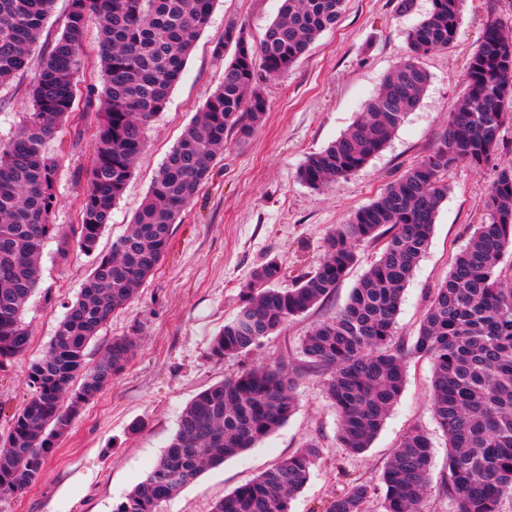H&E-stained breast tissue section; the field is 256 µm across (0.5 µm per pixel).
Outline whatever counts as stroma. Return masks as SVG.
<instances>
[{
    "label": "stroma",
    "instance_id": "1",
    "mask_svg": "<svg viewBox=\"0 0 512 512\" xmlns=\"http://www.w3.org/2000/svg\"><path fill=\"white\" fill-rule=\"evenodd\" d=\"M401 0H346L336 25L326 30L288 71L262 81L267 102L262 124L248 138L227 137L208 180L173 226L170 248L137 298L115 312L90 342L86 362L95 365L113 337L137 334L134 355L121 374L83 408L61 437L35 485L0 501V512H112L145 479L177 430L183 409L200 392L248 366L287 358L298 374L296 412L275 433L244 454L204 470L160 512H212L216 502L307 443L319 456L290 512H322L348 481L374 490L365 512H382L384 464L412 428L424 429L433 445L430 488L423 512H453L442 492L448 472L446 439L429 402L432 364L411 360L403 393L365 452L352 455L337 441L338 418L325 396V376L304 372L300 342L315 324L342 308L351 289L375 259L373 245L357 248L359 259L336 291L305 314L288 321L275 336L245 356L213 358L210 347L236 312L239 293L253 270L273 259L281 268L280 287L324 257L325 241L337 225L376 199L407 169L433 153L448 117L466 91L464 76L490 20L512 22V0H464L453 45L421 59L430 82L389 145L359 172L332 187L315 190L298 178L305 158L335 140L363 112L385 75L408 54V31L429 11L430 0H414L402 12ZM281 0H216L210 24L198 37L168 103L147 132L146 147L112 209L97 250L105 254L125 235L133 215L168 153L187 125L217 89L224 66V27L233 23L259 40L277 17ZM67 0H54L52 15L28 63L9 84L0 85V144L20 130L30 107V91L41 60L60 34ZM97 114L78 106L50 142L60 159L53 222L71 236L81 222L79 203L88 187ZM512 166V125L500 133V149L487 167L449 168V193L441 206L431 245L407 284L397 317L396 338L406 340L419 326L438 284L465 245L472 225L482 220L481 203L498 171ZM49 240L40 282L29 298L24 321L30 346L0 372V435L28 396L30 365L42 358L68 304L74 302L94 259L71 249L67 259Z\"/></svg>",
    "mask_w": 512,
    "mask_h": 512
}]
</instances>
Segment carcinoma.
Instances as JSON below:
<instances>
[{
    "label": "carcinoma",
    "instance_id": "1",
    "mask_svg": "<svg viewBox=\"0 0 512 512\" xmlns=\"http://www.w3.org/2000/svg\"><path fill=\"white\" fill-rule=\"evenodd\" d=\"M463 0H431L408 32V57L384 78L364 112L324 149L308 155L298 176L313 189L330 187L363 169L415 109L430 77L419 59L454 43ZM53 0H0V83L26 64ZM214 0H69L65 28L45 55L32 88V112L0 146V366L28 347L23 321L37 287L52 222L59 159L47 150L75 110L76 76L88 23L99 21L101 91L88 90L98 131L81 202L77 246L92 255L112 207L145 147V127L162 112L181 78ZM345 0H282L259 43L234 24L224 47L234 48L224 80L167 155L112 251L95 258L75 302L67 307L47 354L28 370L25 405L0 436V501L35 483L56 441L83 406L129 363L136 338L112 339L94 368L86 350L113 312L128 305L165 257L172 226L192 203L224 152L226 135L249 136L263 120L264 77L292 67L324 31L336 25ZM466 92L432 155L390 183L371 204L327 238L320 263L290 288H278L274 259L258 266L240 290L234 317L211 345L217 358L246 355L289 319L331 296L358 260L357 247L378 246V259L336 316L301 340L306 369L327 376V398L340 418L341 447H371L401 395L409 360L432 363L431 410L448 441L442 490L453 512H503L512 501V167L498 172L483 201L484 219L470 233L445 280L434 290L412 338L395 340L403 292L426 254L435 219L448 197L444 174L464 163L480 170L497 155L500 131L512 125V37L491 22L465 77ZM83 377L78 390L74 379ZM297 376L278 360L241 372L198 394L180 415L176 433L146 478L113 512H159L205 468L254 447L295 412ZM431 439L410 430L382 474L384 512H422L429 488ZM319 455L315 444L262 472L217 502L213 512H289ZM372 487L347 483L323 512H364Z\"/></svg>",
    "mask_w": 512,
    "mask_h": 512
}]
</instances>
